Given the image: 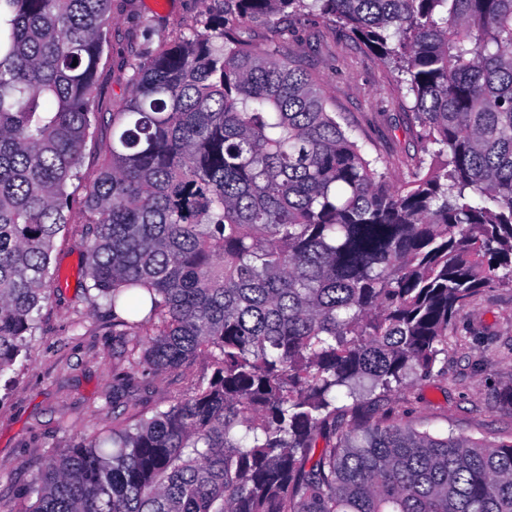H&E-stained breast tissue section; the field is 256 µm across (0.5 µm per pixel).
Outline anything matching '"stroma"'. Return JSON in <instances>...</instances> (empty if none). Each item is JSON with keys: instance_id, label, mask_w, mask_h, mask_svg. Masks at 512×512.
<instances>
[{"instance_id": "obj_1", "label": "stroma", "mask_w": 512, "mask_h": 512, "mask_svg": "<svg viewBox=\"0 0 512 512\" xmlns=\"http://www.w3.org/2000/svg\"><path fill=\"white\" fill-rule=\"evenodd\" d=\"M221 0H112V27L97 74L96 108L103 116L130 92L129 65L190 29L205 30ZM286 50L324 82L367 158L397 179L414 151L407 119L413 102L393 70L345 30L316 15L292 20ZM84 191L74 188L71 222L54 242L51 258L62 273L44 302L38 328L12 370L0 375V512H24L21 495L32 472L77 436L111 430L110 400L127 364L124 339L113 335L106 307L90 308L81 288ZM178 372L145 378L126 394L131 412L153 415L186 395ZM512 289L481 290L448 334V351L431 375L414 374L389 400L364 405L365 413L394 412L398 421L439 437L512 441Z\"/></svg>"}]
</instances>
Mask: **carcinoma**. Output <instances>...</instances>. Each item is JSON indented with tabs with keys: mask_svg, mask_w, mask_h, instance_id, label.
Masks as SVG:
<instances>
[{
	"mask_svg": "<svg viewBox=\"0 0 512 512\" xmlns=\"http://www.w3.org/2000/svg\"><path fill=\"white\" fill-rule=\"evenodd\" d=\"M308 13L397 72L409 180L295 57L238 34ZM111 25V0H0V374L58 287ZM130 68L85 185V288L129 379L203 368L49 457L26 512H512V442L336 405L431 374L469 301L512 288V0H224Z\"/></svg>",
	"mask_w": 512,
	"mask_h": 512,
	"instance_id": "obj_1",
	"label": "carcinoma"
}]
</instances>
